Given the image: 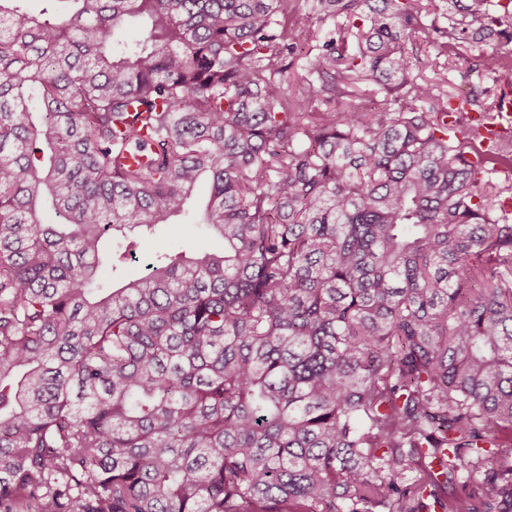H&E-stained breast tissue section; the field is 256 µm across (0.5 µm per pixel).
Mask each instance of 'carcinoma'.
Listing matches in <instances>:
<instances>
[{
    "label": "carcinoma",
    "instance_id": "carcinoma-1",
    "mask_svg": "<svg viewBox=\"0 0 512 512\" xmlns=\"http://www.w3.org/2000/svg\"><path fill=\"white\" fill-rule=\"evenodd\" d=\"M24 2L0 0V512H512L500 154L467 158L448 114L476 99L410 47L509 13ZM205 177L223 251L157 237L101 286Z\"/></svg>",
    "mask_w": 512,
    "mask_h": 512
}]
</instances>
